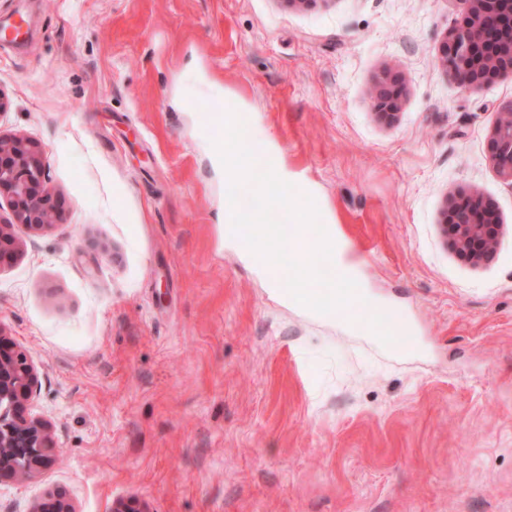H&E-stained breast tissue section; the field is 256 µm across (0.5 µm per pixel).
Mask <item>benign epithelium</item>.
<instances>
[{
	"label": "benign epithelium",
	"mask_w": 512,
	"mask_h": 512,
	"mask_svg": "<svg viewBox=\"0 0 512 512\" xmlns=\"http://www.w3.org/2000/svg\"><path fill=\"white\" fill-rule=\"evenodd\" d=\"M464 20L446 34L437 54L441 70L453 74L469 91L512 76V0H448ZM404 97L401 78L388 70L372 91L378 116L390 122ZM497 174L512 184V102L496 113L487 141ZM6 196L14 219L35 231L61 222L53 202L41 145L30 138L0 134V196ZM440 225L447 243L474 264L488 260L499 245L501 222L495 206L475 190L452 197ZM19 243L0 225V259L18 252ZM38 387V372L21 348L0 342V484L38 478L58 462L50 421L33 416L29 407ZM33 512H77L64 495Z\"/></svg>",
	"instance_id": "benign-epithelium-1"
}]
</instances>
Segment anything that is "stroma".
Segmentation results:
<instances>
[{
	"label": "stroma",
	"mask_w": 512,
	"mask_h": 512,
	"mask_svg": "<svg viewBox=\"0 0 512 512\" xmlns=\"http://www.w3.org/2000/svg\"><path fill=\"white\" fill-rule=\"evenodd\" d=\"M0 134L44 149L60 224L15 223L0 331L33 360L59 463L0 484L77 512H512V184L486 151L512 77L470 92L437 64L447 0H0ZM405 87L393 122L369 90ZM324 199L370 310L287 306L228 242L213 141L225 95ZM477 189L481 264L439 224ZM439 224L447 244L474 264L491 258L499 245L501 222L497 209L475 190L452 197L449 204L447 198Z\"/></svg>",
	"instance_id": "1"
}]
</instances>
